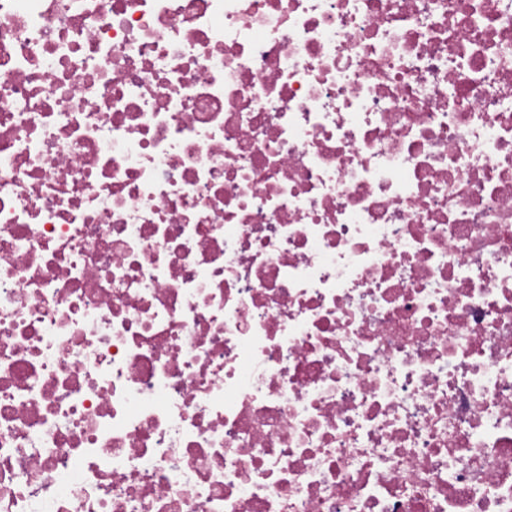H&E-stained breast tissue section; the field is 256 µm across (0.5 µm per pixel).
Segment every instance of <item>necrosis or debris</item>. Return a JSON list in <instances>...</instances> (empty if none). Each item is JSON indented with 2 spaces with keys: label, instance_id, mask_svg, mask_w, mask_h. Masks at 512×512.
<instances>
[{
  "label": "necrosis or debris",
  "instance_id": "1",
  "mask_svg": "<svg viewBox=\"0 0 512 512\" xmlns=\"http://www.w3.org/2000/svg\"><path fill=\"white\" fill-rule=\"evenodd\" d=\"M0 512H512V0H0Z\"/></svg>",
  "mask_w": 512,
  "mask_h": 512
}]
</instances>
